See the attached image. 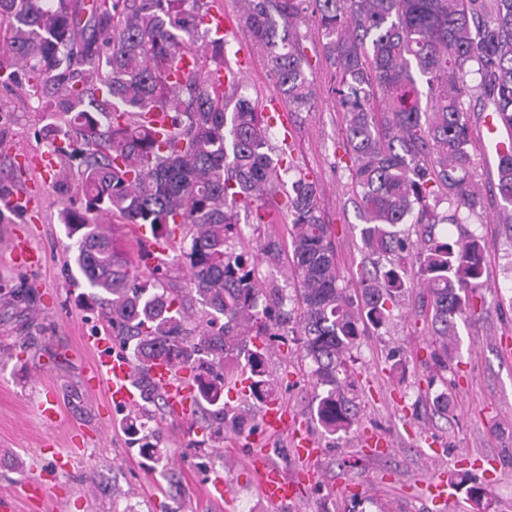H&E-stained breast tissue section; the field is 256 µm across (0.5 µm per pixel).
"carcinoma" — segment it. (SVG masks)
Listing matches in <instances>:
<instances>
[{"mask_svg": "<svg viewBox=\"0 0 512 512\" xmlns=\"http://www.w3.org/2000/svg\"><path fill=\"white\" fill-rule=\"evenodd\" d=\"M242 32L265 53L288 107L312 106L315 92L302 40L330 74L342 112L351 192L361 209V278L339 284L317 190L270 145L272 117L238 94L239 80L216 79L229 65L224 36L205 19L215 0H0V84L41 102L54 152L80 160L79 204L60 212L76 239L74 265L112 333L130 349L133 383L165 400L150 375L165 359L188 372L196 411L221 435L244 433V410L224 401L242 371L250 398L273 399L266 343L292 334L313 364L312 414L329 434L356 422L347 396V360L369 328L381 327L411 291L425 289L436 361L452 354L457 320L486 283L484 249L467 231L438 238V207L466 223L484 208L470 147L471 112L505 129L497 141V219L512 224V0H243ZM187 54L198 58L170 81ZM162 110L168 128L153 121ZM256 227L286 216L289 250L271 234L244 242L239 210ZM106 218L145 225L177 253L187 280L141 249L132 256L101 227ZM417 229L420 243L411 240ZM287 263L298 308L285 312L280 288L266 287L256 262ZM161 280L146 279V269Z\"/></svg>", "mask_w": 512, "mask_h": 512, "instance_id": "obj_1", "label": "carcinoma"}]
</instances>
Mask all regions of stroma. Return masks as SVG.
Instances as JSON below:
<instances>
[{"label":"stroma","mask_w":512,"mask_h":512,"mask_svg":"<svg viewBox=\"0 0 512 512\" xmlns=\"http://www.w3.org/2000/svg\"><path fill=\"white\" fill-rule=\"evenodd\" d=\"M230 25L231 50L248 55L239 92L262 106L276 96V79L263 50L236 23L241 0H217ZM308 76L318 91L313 107L289 112L274 127L271 144L290 143L292 157L320 194L321 215L333 228L341 280L357 288L362 221L351 199L342 142V116L329 94L319 57ZM38 101L0 86V190L21 189L34 200L26 212H0V498L15 512H512V230L496 218L473 215L470 231L484 246L488 282L482 307L459 323L456 359L437 370L430 316L422 289L395 308L385 325L363 336L348 363L359 420L349 433L327 434L311 413L312 364L294 340L273 339L267 352L276 397L301 414L323 450L317 480L295 500L269 507L261 500L251 457L266 450L288 474L300 465L286 437L268 438L261 412L246 420L241 438H208L192 422L175 420L159 401L109 409L104 395L85 385L92 355L87 336L108 333L99 307L79 299L75 247L59 213L78 194L71 169L45 174L52 142L41 131ZM480 191L494 205L497 157L484 126L471 149ZM21 235L40 252V266H15L7 249ZM447 394L448 409L434 404ZM55 397L61 416L54 429L41 405ZM154 430L146 448L145 430ZM223 477L233 507L211 498ZM471 480L486 490L482 506L449 490L448 503L432 501L431 478ZM46 483V500L28 498L30 480Z\"/></svg>","instance_id":"35a3bbf8"}]
</instances>
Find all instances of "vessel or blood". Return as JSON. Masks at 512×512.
I'll list each match as a JSON object with an SVG mask.
<instances>
[{
  "instance_id": "vessel-or-blood-1",
  "label": "vessel or blood",
  "mask_w": 512,
  "mask_h": 512,
  "mask_svg": "<svg viewBox=\"0 0 512 512\" xmlns=\"http://www.w3.org/2000/svg\"><path fill=\"white\" fill-rule=\"evenodd\" d=\"M87 343L95 352L87 369V384L91 392H104L107 402L113 406L135 405L138 396L132 383L128 359L113 353L105 337L92 336ZM153 379L157 387L166 393L172 416L179 420L185 419L190 412L192 390L184 377L176 374L166 361L161 360L153 369ZM263 420L269 434H289L294 455L307 464L304 478L315 479L321 450L308 433L296 428L287 408L280 402H269L263 409ZM253 468L257 474L259 492L268 505L276 506L296 497L298 481L271 465L265 455L255 456Z\"/></svg>"
}]
</instances>
